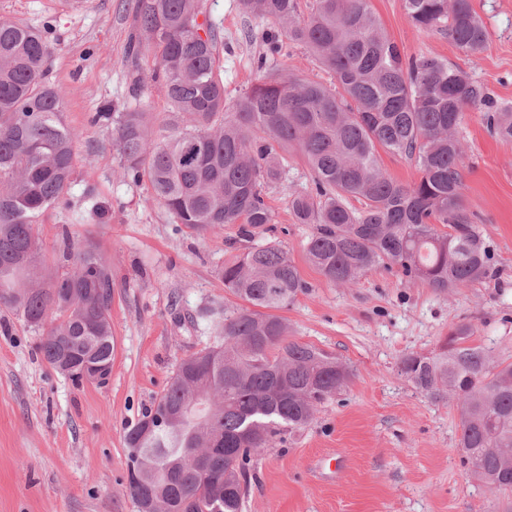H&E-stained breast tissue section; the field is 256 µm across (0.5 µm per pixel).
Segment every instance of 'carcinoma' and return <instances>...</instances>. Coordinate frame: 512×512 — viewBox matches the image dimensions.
<instances>
[{
	"mask_svg": "<svg viewBox=\"0 0 512 512\" xmlns=\"http://www.w3.org/2000/svg\"><path fill=\"white\" fill-rule=\"evenodd\" d=\"M270 21V54L284 41L305 46L330 71L329 85L288 69L266 70L228 106L217 67L218 31L198 23V0H138L129 55L153 49L157 67L136 73L133 90L161 88L171 105L154 120L143 107L99 112L112 123L120 174L145 179L176 224L198 233L239 225L247 241L274 223L268 190L299 156L307 190L291 195L297 223L312 228L305 256L328 281L351 287L375 268L448 294L497 275L495 253L462 199L465 112L475 109L490 135L512 141V112L487 87L437 56L406 57L374 16L369 0H238ZM411 22L447 34L476 54L487 31L471 0H403ZM50 26L0 19V306L46 330L44 360L75 382L87 360L112 363V273L87 246L70 250L73 268L50 275L34 224L65 202L74 171V134L64 123V93L49 78ZM411 162L419 179L402 185L380 167L378 149ZM359 206H354L352 201ZM446 227L442 231L438 226ZM224 290L248 306L224 310L220 340L192 356L186 383L169 381L142 419L163 416L139 448L137 506L146 488L171 512H242L255 455L309 425L351 377L336 357L288 339L272 311L308 285L275 243L253 244L220 271ZM400 372L428 397L459 413L463 463L496 496L512 492V362L476 343L469 324L448 332L438 353H409ZM224 451L196 466L210 435Z\"/></svg>",
	"mask_w": 512,
	"mask_h": 512,
	"instance_id": "1",
	"label": "carcinoma"
}]
</instances>
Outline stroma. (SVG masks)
Here are the masks:
<instances>
[{"mask_svg": "<svg viewBox=\"0 0 512 512\" xmlns=\"http://www.w3.org/2000/svg\"><path fill=\"white\" fill-rule=\"evenodd\" d=\"M137 0H0V19L50 24V78L65 91L64 121L75 135V168L64 205L35 226L41 258L63 271L65 244L90 245L112 269V374L75 383L43 361L41 332L0 307V512H138L127 491L126 434L166 388L177 364L213 344L217 311L240 306L219 272L248 246L235 224L205 233L173 223L148 181L120 175L112 128L91 123L101 106L134 99L128 43ZM488 33L471 55L448 37L412 24L402 0L371 9L405 55L439 56L485 84L512 109V0H472ZM201 21L220 33L217 65L224 99L256 83L259 56L270 68L332 73L306 49L284 44L268 55L269 22L243 15L237 0H199ZM467 166L464 203L498 259L496 278L450 295L368 271L352 288L328 281L305 258L310 233L288 208L307 187L308 169L290 157L269 191L268 235L288 252L306 293L278 315L291 340L346 363L351 379L304 429L263 449L243 512H506L512 493L491 497L462 462L459 417L400 373L411 352H437L449 330L472 324L498 358L512 362V142L492 137L479 112L458 129Z\"/></svg>", "mask_w": 512, "mask_h": 512, "instance_id": "1", "label": "stroma"}]
</instances>
